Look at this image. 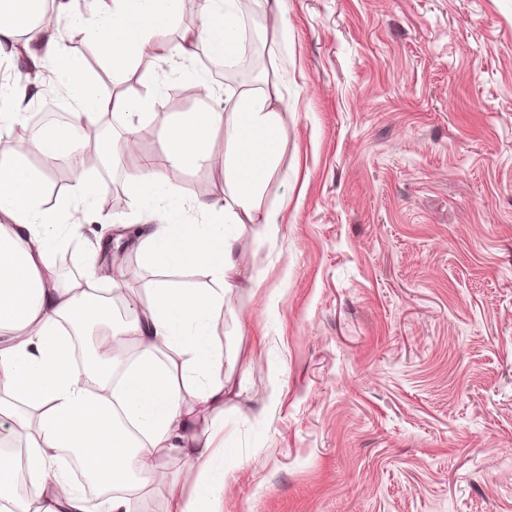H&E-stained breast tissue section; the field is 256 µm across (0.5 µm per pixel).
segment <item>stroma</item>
<instances>
[{"label":"stroma","mask_w":512,"mask_h":512,"mask_svg":"<svg viewBox=\"0 0 512 512\" xmlns=\"http://www.w3.org/2000/svg\"><path fill=\"white\" fill-rule=\"evenodd\" d=\"M188 2L142 64L156 98L220 112L223 81L179 53ZM61 32L111 78L85 21ZM261 43L288 66L279 222L243 230L245 285L211 330L246 370L208 464L214 512H512V0H283ZM133 169L88 170L112 194L67 233L60 278L113 225L204 224L195 201L224 203L201 166L145 211ZM182 468L162 457L129 512L193 498Z\"/></svg>","instance_id":"obj_1"}]
</instances>
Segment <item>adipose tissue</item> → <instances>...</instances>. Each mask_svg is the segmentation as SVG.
<instances>
[{"mask_svg": "<svg viewBox=\"0 0 512 512\" xmlns=\"http://www.w3.org/2000/svg\"><path fill=\"white\" fill-rule=\"evenodd\" d=\"M180 0H90L89 35L113 74L134 68L178 21ZM235 0H203L201 21L182 36L181 52L204 48L216 58L238 52ZM66 0H0V62L48 69L71 100L65 126L43 129L0 158V414L27 431L24 458L0 452V500L14 497L12 477L25 468L35 512H91L83 493L58 465L68 449L112 487L105 512H128L131 497L147 488L159 456L177 454L184 478L201 482L213 449L224 445V348L210 340L214 319L236 286L242 237L238 227H274L265 188L278 166L284 130L278 80L261 72L232 89L223 111L198 106L173 114L158 130L170 164L191 168L222 159L224 205L217 224H145L134 241L142 262L165 270L192 268L207 288L145 283L148 297L127 320L114 319L109 299L92 297L81 282L59 280L51 262L52 230L77 228V214L98 190L86 174L83 151L99 139L101 116H126L123 148L138 147L139 121L153 112L152 70L140 82L145 96L102 94L69 55L59 21ZM41 159L32 167L30 156ZM64 163L73 193L54 206L45 201L46 167ZM78 335L103 330L113 351L75 362L64 324ZM211 412L208 427L199 415ZM124 413L130 429L118 427Z\"/></svg>", "mask_w": 512, "mask_h": 512, "instance_id": "1", "label": "adipose tissue"}]
</instances>
